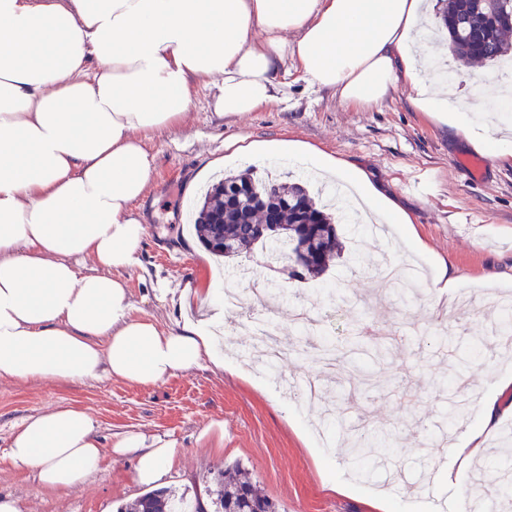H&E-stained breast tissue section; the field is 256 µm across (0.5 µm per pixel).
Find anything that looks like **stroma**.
<instances>
[{
    "label": "stroma",
    "mask_w": 512,
    "mask_h": 512,
    "mask_svg": "<svg viewBox=\"0 0 512 512\" xmlns=\"http://www.w3.org/2000/svg\"><path fill=\"white\" fill-rule=\"evenodd\" d=\"M451 71L449 100L463 89L473 97L464 122L480 134L497 131L506 143L483 180L469 179L453 164L456 156L473 154V147L454 129L417 111L408 92L364 109L293 81L287 103L226 118L213 109V84L198 85L195 108L183 124L146 137L156 169L147 196L135 209L148 234L138 265L125 273L135 315L173 328L181 319L179 310L161 304L156 287L183 288L188 269L196 283L234 288L236 263L259 260L254 251L227 262L207 257L188 222L191 206L199 201L187 192L196 173L220 158L224 173L242 170V163L225 159V144L233 138L249 142L288 136L344 159L381 182L413 223L387 225L381 239L362 224L338 225L343 251L321 277L297 282L271 272L281 297L270 315L287 351L277 368L252 367L256 355L248 337L235 336L231 342L237 352L225 354L223 371L199 368L151 389L116 379L77 384L0 377V494L17 499L24 512H118L144 495V488L132 481L129 460L104 465L89 482L63 494L44 489L4 461L9 438L23 421L62 404L90 414L107 442L131 430L175 441L177 465L165 489L189 500H207L219 471L234 463L252 472L279 512H364V499L376 494L387 495L394 512H421L429 496L451 500L462 488L472 497H497L502 480L497 456L487 458L478 483L471 479L469 463L456 459L457 443L478 424L479 412H468L453 424L448 414L460 400L457 376L483 395L501 376L512 375V350L497 347L498 320L474 303L486 289L512 291V127L487 109L489 96L473 80L474 74L491 73V66L455 65ZM415 234L431 251L426 260L408 249ZM440 259L452 266L459 293L472 298V305L452 310L447 303H435L429 279L416 299L402 304L383 294L368 275L385 260L413 266L422 261L432 268ZM298 303L323 316L322 335H305L289 324ZM323 340L346 353L336 372L324 377L311 354ZM356 365L366 368L373 382L354 391L350 371ZM282 378L298 384L316 379L336 420L284 398L278 387ZM366 420L396 436V466L410 476L435 468L437 450L429 439L433 430L441 431L450 462L435 468L440 481L434 491L387 484L385 468L365 472L350 460L347 442ZM216 425L224 429L223 447L198 443L200 433ZM334 482L346 485V493L331 491Z\"/></svg>",
    "instance_id": "35a3bbf8"
}]
</instances>
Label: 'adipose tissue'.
<instances>
[{"instance_id": "adipose-tissue-1", "label": "adipose tissue", "mask_w": 512, "mask_h": 512, "mask_svg": "<svg viewBox=\"0 0 512 512\" xmlns=\"http://www.w3.org/2000/svg\"><path fill=\"white\" fill-rule=\"evenodd\" d=\"M427 10V0H0V377L150 388L206 364L223 371L221 314L188 315L210 289H160L185 312L165 330L134 316L124 277L147 234L133 205L154 170L132 134L180 126L198 84L216 83L215 109L227 117L287 102L293 72L361 108L409 90L417 110L488 150L449 110L447 87L422 75L415 34ZM233 153L344 176L365 216L411 221L362 170L304 142ZM482 412L461 447H483L512 412V376ZM109 455L133 460L135 483L158 486L175 467L176 443L127 431L106 447L88 413L59 405L26 419L5 458L63 493Z\"/></svg>"}]
</instances>
